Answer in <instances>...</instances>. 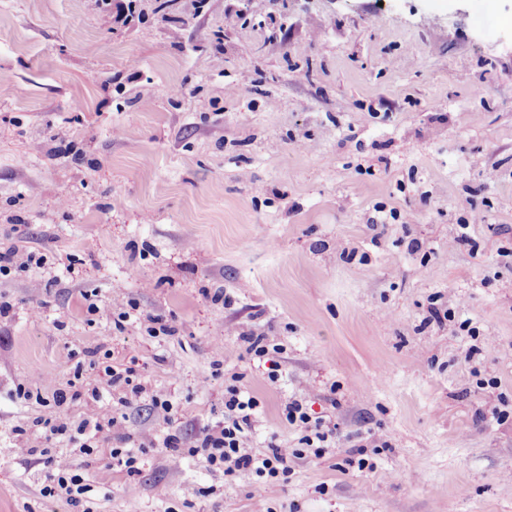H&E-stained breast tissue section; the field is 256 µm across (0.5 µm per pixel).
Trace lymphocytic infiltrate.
<instances>
[{"label":"lymphocytic infiltrate","mask_w":512,"mask_h":512,"mask_svg":"<svg viewBox=\"0 0 512 512\" xmlns=\"http://www.w3.org/2000/svg\"><path fill=\"white\" fill-rule=\"evenodd\" d=\"M89 315L113 323L115 330H124L126 323L134 322L157 341L173 337L177 329L170 316L164 313H141L135 308L124 288H116L108 300L102 301L88 295L84 298ZM74 380L67 388H59L55 382L40 374L31 375L26 385L20 386L18 395L31 399L34 391L50 392V399H39L40 411L33 419L16 426L15 452L19 455H39L45 467V480L40 490L42 497L58 498L76 505L81 502L89 487L75 457L89 459L107 458L110 465L119 469L128 480H135L141 473L142 457L148 449L160 446L188 456L205 459L211 470L224 472L236 480L248 482L256 477L277 478L287 476L290 461L299 456L296 448H286L269 443L261 452L247 448L246 440L255 426L259 402L245 395L236 385L224 390V419L207 430L192 447H184L180 438L172 433L163 439L150 435L141 436L137 448H102L97 441L104 427L116 426V418L102 419L99 412L91 409L78 424H71L63 412L64 405L85 402L93 405L102 396V387L117 390V400L122 408L130 409L141 402H148L152 415L164 424H173L178 408L168 392L149 385L134 366L114 361L110 351L99 348L83 351L73 372ZM283 420L301 434L304 446L315 457H322L335 437L336 426L323 417L309 413L303 401H288L282 410ZM40 429L45 440L69 437L78 444L76 454H64L47 447H29V429Z\"/></svg>","instance_id":"lymphocytic-infiltrate-1"}]
</instances>
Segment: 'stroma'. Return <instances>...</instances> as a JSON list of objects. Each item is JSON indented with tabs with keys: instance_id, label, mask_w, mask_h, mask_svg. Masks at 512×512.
Here are the masks:
<instances>
[{
	"instance_id": "35a3bbf8",
	"label": "stroma",
	"mask_w": 512,
	"mask_h": 512,
	"mask_svg": "<svg viewBox=\"0 0 512 512\" xmlns=\"http://www.w3.org/2000/svg\"><path fill=\"white\" fill-rule=\"evenodd\" d=\"M156 6L118 27L103 0H0V244L48 258L0 279V512H76L14 453L37 405L11 391L66 387L98 345L180 412L129 409L101 447L194 445L235 373L252 448L297 447L292 398L337 430L275 484L163 448L133 482L97 460L91 512H512V0ZM116 285L178 335L90 322L82 293ZM249 334L281 344L277 381Z\"/></svg>"
}]
</instances>
